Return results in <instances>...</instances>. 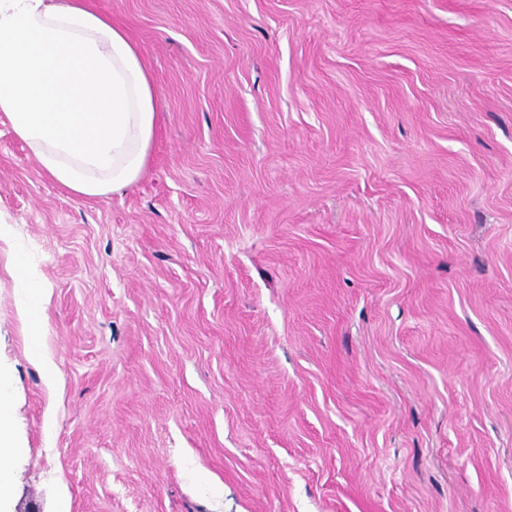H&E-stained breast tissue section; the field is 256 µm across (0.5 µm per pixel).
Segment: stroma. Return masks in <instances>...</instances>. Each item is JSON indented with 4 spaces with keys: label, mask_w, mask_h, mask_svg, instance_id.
Here are the masks:
<instances>
[{
    "label": "stroma",
    "mask_w": 512,
    "mask_h": 512,
    "mask_svg": "<svg viewBox=\"0 0 512 512\" xmlns=\"http://www.w3.org/2000/svg\"><path fill=\"white\" fill-rule=\"evenodd\" d=\"M89 2L157 133L82 199L0 113V512H512V0ZM15 278L19 286L27 296L26 303L21 307L22 319L29 328L28 350L31 358L40 363L46 370L48 377L53 380L55 372L49 357L42 348L40 341V325L43 316V303L45 289L42 283L28 275L25 261L17 259L15 266ZM0 447L16 448L10 426L7 406V396L3 390L2 375L0 372Z\"/></svg>",
    "instance_id": "35a3bbf8"
}]
</instances>
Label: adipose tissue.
<instances>
[{
    "instance_id": "1",
    "label": "adipose tissue",
    "mask_w": 512,
    "mask_h": 512,
    "mask_svg": "<svg viewBox=\"0 0 512 512\" xmlns=\"http://www.w3.org/2000/svg\"><path fill=\"white\" fill-rule=\"evenodd\" d=\"M0 113L56 183L93 199L140 179L158 104L137 45L84 0H0ZM15 278L29 354L52 370L40 341L44 286L22 260Z\"/></svg>"
}]
</instances>
